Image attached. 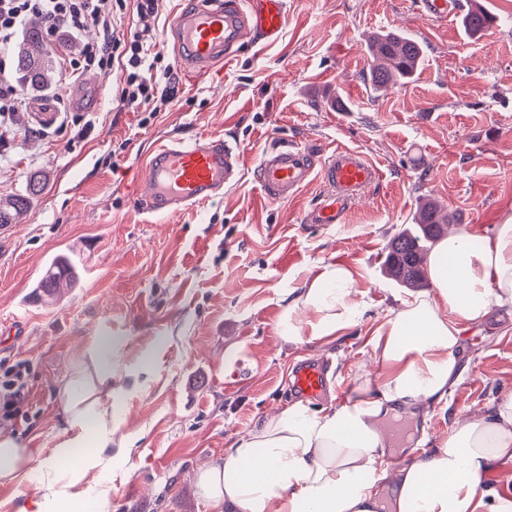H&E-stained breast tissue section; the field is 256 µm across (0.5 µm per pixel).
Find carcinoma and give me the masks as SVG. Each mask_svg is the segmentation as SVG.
I'll list each match as a JSON object with an SVG mask.
<instances>
[{
    "label": "carcinoma",
    "instance_id": "1",
    "mask_svg": "<svg viewBox=\"0 0 512 512\" xmlns=\"http://www.w3.org/2000/svg\"><path fill=\"white\" fill-rule=\"evenodd\" d=\"M488 11L477 6L469 10L461 20L465 30L479 34L488 29ZM370 57V87L377 91L387 90L405 83L416 69L423 48L419 42L396 32L379 33L367 43ZM16 71L21 83L34 90L51 85L53 61L40 37L39 29L27 31L15 54ZM43 191L41 182L33 178L25 193L0 199V226L15 223L33 198ZM454 223L453 217L443 213L433 201L422 204L414 227H405L388 244L385 261L387 276L403 287H419L428 281L423 266L424 255L445 235L447 225ZM78 272L73 261L66 255L54 258L49 269L36 284V295L43 301L55 299L63 286L75 287Z\"/></svg>",
    "mask_w": 512,
    "mask_h": 512
}]
</instances>
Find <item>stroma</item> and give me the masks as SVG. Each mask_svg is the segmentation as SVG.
Wrapping results in <instances>:
<instances>
[{
    "instance_id": "stroma-1",
    "label": "stroma",
    "mask_w": 512,
    "mask_h": 512,
    "mask_svg": "<svg viewBox=\"0 0 512 512\" xmlns=\"http://www.w3.org/2000/svg\"><path fill=\"white\" fill-rule=\"evenodd\" d=\"M195 2L162 0L144 21L178 75L177 99L158 115L147 104L117 111V74L90 71L28 94L23 127L0 129V198L23 193L33 176L44 185L0 230V360L29 365L28 398L7 428L50 455L62 428V378L111 337L120 428L85 501H107L112 512H209L197 469L293 402L296 360H329L334 400L354 396L377 330L413 294L384 275L383 263L422 199L478 235L512 221V0H462L499 19L475 36L460 17H428L417 0H288L278 43L245 47L207 74L186 66L171 32ZM393 30L420 42L423 58L405 84L376 93L367 40ZM70 87L94 109L74 102L61 124L32 121ZM199 134L239 143L242 180L193 210L143 213L139 174L151 150ZM283 142L359 150L383 181L347 223L304 225L320 183L269 202L257 181L261 156ZM61 254L78 268L76 287L59 301L37 300L36 281ZM331 265L352 271L362 318L324 340L283 342L289 291ZM462 346V379L418 417L405 448L512 390V310L490 309ZM243 354L245 376L236 369Z\"/></svg>"
}]
</instances>
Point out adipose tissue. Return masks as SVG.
Wrapping results in <instances>:
<instances>
[{"instance_id":"ef3b65f1","label":"adipose tissue","mask_w":512,"mask_h":512,"mask_svg":"<svg viewBox=\"0 0 512 512\" xmlns=\"http://www.w3.org/2000/svg\"><path fill=\"white\" fill-rule=\"evenodd\" d=\"M433 289L402 301L371 343L353 403L314 407L295 401L264 415L221 459L199 469L211 512H512V492L488 474L512 462V391L483 414L453 421L429 450L401 465L386 422L398 411L442 401L464 372L462 336L492 307L512 308V223L473 245L467 232L428 256ZM354 278L336 266L295 289L282 337L321 340L362 315ZM112 346L92 348L59 388L65 427L47 459L0 432V484L20 485L32 468L36 500L16 512H80L119 424L112 416Z\"/></svg>"}]
</instances>
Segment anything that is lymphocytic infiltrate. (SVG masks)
I'll list each match as a JSON object with an SVG mask.
<instances>
[{"instance_id": "lymphocytic-infiltrate-1", "label": "lymphocytic infiltrate", "mask_w": 512, "mask_h": 512, "mask_svg": "<svg viewBox=\"0 0 512 512\" xmlns=\"http://www.w3.org/2000/svg\"><path fill=\"white\" fill-rule=\"evenodd\" d=\"M123 0H0V48L14 44L22 33L23 23L31 17L44 22L43 38L48 48L69 44L62 60L60 78L69 81L84 72L104 74L119 69L115 101L118 108L159 102L166 106L176 98L177 76L173 66L155 75L161 57L154 51L143 32L119 31ZM95 27L102 37L82 40L88 28ZM28 368L18 362L0 367V419L14 417L24 401Z\"/></svg>"}]
</instances>
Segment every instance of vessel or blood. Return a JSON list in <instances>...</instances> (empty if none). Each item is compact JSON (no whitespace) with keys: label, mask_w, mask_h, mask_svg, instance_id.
<instances>
[{"label":"vessel or blood","mask_w":512,"mask_h":512,"mask_svg":"<svg viewBox=\"0 0 512 512\" xmlns=\"http://www.w3.org/2000/svg\"><path fill=\"white\" fill-rule=\"evenodd\" d=\"M423 13L447 20L456 0H419ZM288 0H200L178 15L173 29L184 57L201 72L220 59L237 57L243 45L274 44L287 21ZM244 169L243 153L232 139L199 135L172 139L154 150L141 174L142 200L149 213L189 209L236 185ZM320 175L324 192L308 208L304 223H344L355 203L381 182L380 169L357 150L340 147L315 153L297 144L272 147L258 165V180L270 201L291 200ZM293 384L309 398L329 389L325 362L307 360L293 370Z\"/></svg>","instance_id":"b4317fda"}]
</instances>
